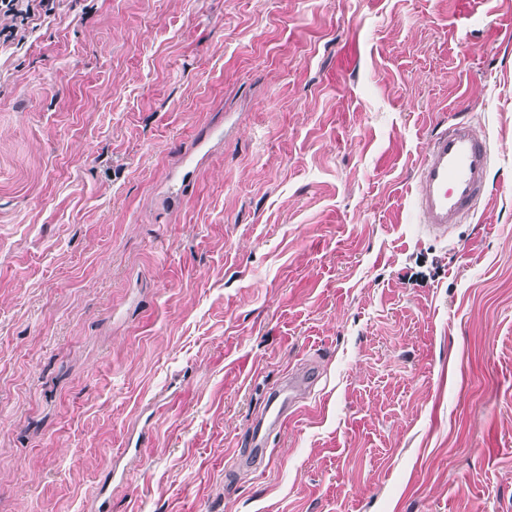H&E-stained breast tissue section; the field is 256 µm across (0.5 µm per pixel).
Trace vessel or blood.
Wrapping results in <instances>:
<instances>
[{
  "mask_svg": "<svg viewBox=\"0 0 512 512\" xmlns=\"http://www.w3.org/2000/svg\"><path fill=\"white\" fill-rule=\"evenodd\" d=\"M489 167L487 134L465 115H457L446 130L431 136L417 169L413 194L414 207L430 232L447 236L485 197ZM308 384V374L301 372L279 387V395L271 399L266 418L254 426L252 456L239 459V466L254 467L264 460L269 433L281 428Z\"/></svg>",
  "mask_w": 512,
  "mask_h": 512,
  "instance_id": "obj_1",
  "label": "vessel or blood"
}]
</instances>
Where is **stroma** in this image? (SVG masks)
I'll use <instances>...</instances> for the list:
<instances>
[{"label":"stroma","mask_w":512,"mask_h":512,"mask_svg":"<svg viewBox=\"0 0 512 512\" xmlns=\"http://www.w3.org/2000/svg\"><path fill=\"white\" fill-rule=\"evenodd\" d=\"M510 26L512 0H65L0 50V512H512ZM460 107L490 193L440 239L412 191ZM310 376L306 371L290 375L283 385L274 391V397L271 399L267 417L259 420L253 429L254 447L253 454L249 458L237 457V464L240 467H254L260 464L266 455L267 436L270 432L280 429L284 421L288 418V411L294 407L296 399L302 391L308 387ZM283 395V400L279 401L278 396Z\"/></svg>","instance_id":"1"}]
</instances>
